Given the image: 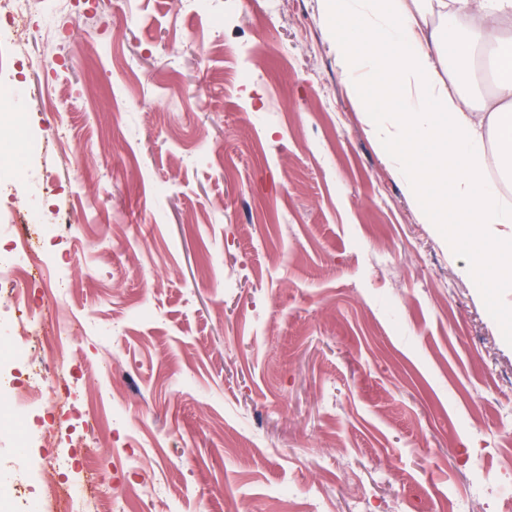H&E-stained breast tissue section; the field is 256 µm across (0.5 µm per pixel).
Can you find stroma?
<instances>
[{
  "label": "stroma",
  "mask_w": 512,
  "mask_h": 512,
  "mask_svg": "<svg viewBox=\"0 0 512 512\" xmlns=\"http://www.w3.org/2000/svg\"><path fill=\"white\" fill-rule=\"evenodd\" d=\"M323 0H51L15 67L46 151L23 316L72 335L42 463L72 512H512V290L483 292L352 100Z\"/></svg>",
  "instance_id": "stroma-1"
}]
</instances>
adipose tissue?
Wrapping results in <instances>:
<instances>
[{"instance_id":"1","label":"adipose tissue","mask_w":512,"mask_h":512,"mask_svg":"<svg viewBox=\"0 0 512 512\" xmlns=\"http://www.w3.org/2000/svg\"><path fill=\"white\" fill-rule=\"evenodd\" d=\"M438 14L441 25L425 19ZM322 23L350 80L372 133L395 145L407 196L446 227L449 249L457 222L472 227L468 273L478 288H512V205L500 182L512 178V113L483 117L461 95L490 67L503 96L512 97V0H327ZM460 64L452 81L438 71L442 59ZM501 150L499 178L486 165L488 136Z\"/></svg>"}]
</instances>
